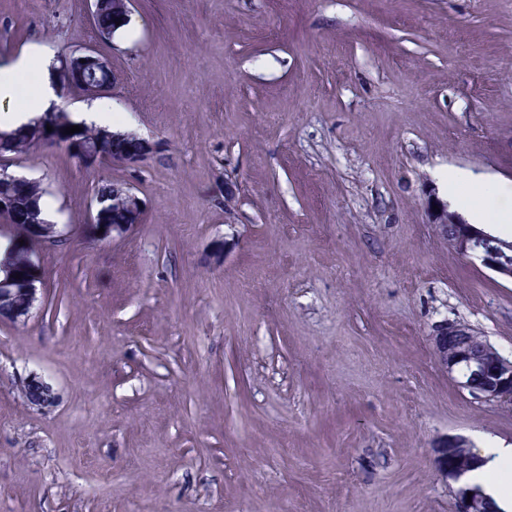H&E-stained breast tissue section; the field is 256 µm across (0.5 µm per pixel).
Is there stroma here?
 Here are the masks:
<instances>
[{
	"instance_id": "35a3bbf8",
	"label": "stroma",
	"mask_w": 512,
	"mask_h": 512,
	"mask_svg": "<svg viewBox=\"0 0 512 512\" xmlns=\"http://www.w3.org/2000/svg\"><path fill=\"white\" fill-rule=\"evenodd\" d=\"M0 64L93 51L99 100L157 141L137 177L58 149L68 243L0 321V512H453L434 449L512 443V408L436 363L448 319L512 354V283L430 224L448 167L512 184V0H0ZM145 221L84 229L101 179ZM223 245L224 262L207 257ZM44 375L56 399L19 388ZM105 0H88L87 3L89 4V11L90 15L94 19V16L98 14L100 10H102L104 6ZM112 1L114 0H106L107 4L103 8V10L99 13V15L96 17L94 23L99 30V32L107 37L112 36V28H113V35L123 26H125L126 22L123 19V14L117 9L116 12L112 14V9L117 8L118 6L124 4L126 7H121L124 10V15L126 17L129 16L130 13V4L131 0H121L122 2H114V6L112 4ZM122 3V4H121ZM118 20H121V23L119 26H116V22ZM20 389L29 404L36 407H44L55 399L52 385L37 373H31L25 378Z\"/></svg>"
}]
</instances>
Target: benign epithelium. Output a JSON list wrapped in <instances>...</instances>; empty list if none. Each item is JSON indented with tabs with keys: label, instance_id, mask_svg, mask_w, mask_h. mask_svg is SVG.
<instances>
[{
	"label": "benign epithelium",
	"instance_id": "benign-epithelium-1",
	"mask_svg": "<svg viewBox=\"0 0 512 512\" xmlns=\"http://www.w3.org/2000/svg\"><path fill=\"white\" fill-rule=\"evenodd\" d=\"M60 82L63 85L85 84L91 94H100L112 86V71L106 60L88 51L69 57L61 65ZM52 131H47V127ZM28 133L39 143L49 145L61 139L70 146L80 163L87 169H96L104 157L84 146L82 133L66 134L54 123L42 118L28 128ZM13 132L0 131V215L8 213L14 205L12 185L23 177L7 171L4 159L12 154ZM100 138L134 140L137 148L125 155L112 156V166L136 170L158 152V143L135 133L100 132ZM118 203L127 214V223L112 224L110 206ZM90 219L87 229L99 241L122 235L143 222L144 207L131 183L112 184V194H97L89 202ZM432 224L439 236L448 242L457 255L493 272L502 280L512 282V242L501 240L474 224L466 223L457 213L442 206L432 213ZM11 246L29 255L20 270V278L0 279V320L15 323L26 320L39 301L42 270L37 261V250H55L67 240V232L57 224H44L34 220L29 224H12ZM26 306L20 307L17 298ZM433 354L438 366L454 378L457 387L472 400L491 405L512 407V356L504 355L486 337L474 329L454 321L442 320L431 336ZM20 389L29 404L44 407L55 399L52 385L37 373L30 374ZM471 441L463 436L443 439L435 448L438 472L457 480L466 471L459 462L476 459ZM454 512H498L484 493L475 487L461 485L454 493Z\"/></svg>",
	"mask_w": 512,
	"mask_h": 512
}]
</instances>
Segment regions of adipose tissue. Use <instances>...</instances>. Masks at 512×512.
<instances>
[{
  "mask_svg": "<svg viewBox=\"0 0 512 512\" xmlns=\"http://www.w3.org/2000/svg\"><path fill=\"white\" fill-rule=\"evenodd\" d=\"M55 65L51 52L32 46L12 63L0 67V131H13L62 107ZM31 73L38 74V83L24 99H16V85ZM498 193L494 199L474 190L466 201L465 217L473 224L493 225L500 235H512V207L505 203L506 197L512 196V186H500ZM479 454L482 463L471 472L470 478L494 500L500 512H507L512 507V445L489 443L480 448Z\"/></svg>",
  "mask_w": 512,
  "mask_h": 512,
  "instance_id": "obj_1",
  "label": "adipose tissue"
}]
</instances>
